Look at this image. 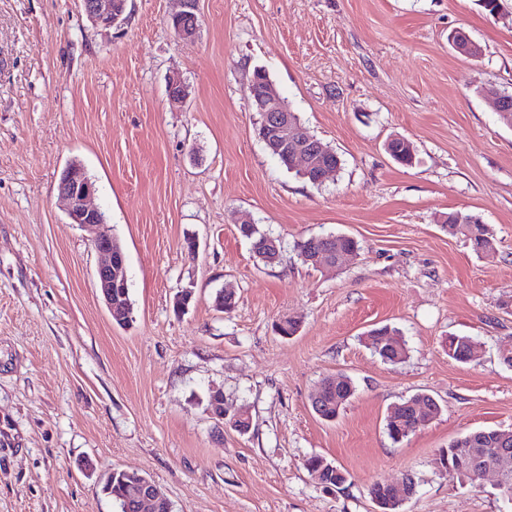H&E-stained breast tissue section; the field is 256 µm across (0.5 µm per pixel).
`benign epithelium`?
<instances>
[{"label":"benign epithelium","instance_id":"obj_1","mask_svg":"<svg viewBox=\"0 0 512 512\" xmlns=\"http://www.w3.org/2000/svg\"><path fill=\"white\" fill-rule=\"evenodd\" d=\"M181 2L182 10L171 16V25L178 36L190 38L195 35L198 28L196 0ZM125 3L127 0H83V9L94 24L111 28L123 23ZM450 40L458 51L466 55L476 56L480 53L479 46L473 40L466 39L465 32L461 29L453 31ZM251 92L257 111L265 113L263 140L274 149L289 155L305 174H313L314 184L322 183L329 173L334 171V167L321 162V156L329 153L330 149L302 135V130L293 120L292 112L273 84L268 80L259 79L256 72L253 73L251 80ZM168 95L175 104H181L187 99V87L179 77L169 78ZM483 95L492 101L500 116L512 124V116L508 114L512 108L506 104V95L495 88L484 89ZM59 192L67 202V217L70 223L89 229L95 250L105 257V261L98 267L97 276L99 288L112 316L118 322L128 321L129 302H112V289L127 287L125 256L112 240L102 212L91 203L94 184L88 178L82 164L77 162L69 165L59 182ZM351 255L353 252L350 250L337 251L328 245L308 252L303 255V259L317 269H324L335 267L339 259ZM220 399L221 391H213L210 415L219 422L228 421V424L240 433L248 432V412L240 410L228 420ZM411 407L415 411L413 418L400 416L399 405L391 409V417L408 428L417 429L425 425L435 413L434 404L425 398L412 403ZM137 480L141 488L138 508L140 512H145L147 505L154 503L160 495L153 481L143 475L137 476Z\"/></svg>","mask_w":512,"mask_h":512}]
</instances>
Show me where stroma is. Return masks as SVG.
I'll list each match as a JSON object with an SVG mask.
<instances>
[{"mask_svg": "<svg viewBox=\"0 0 512 512\" xmlns=\"http://www.w3.org/2000/svg\"><path fill=\"white\" fill-rule=\"evenodd\" d=\"M500 3L198 0L182 39L180 0H128L112 29L82 0H0V512H119L103 490L115 469L150 477L172 512H375L370 485L407 472L417 492L401 512H512L494 474L434 464L469 432L512 431V126L482 94L512 93ZM456 29L479 56L449 43ZM258 68L340 156L322 185L260 139ZM395 136L414 165L386 152ZM73 160L126 256L124 325L58 191ZM455 212L490 226L493 254L449 233ZM243 216L281 239L275 263L240 235ZM330 233L358 251L333 271L303 264L295 242ZM285 318L295 335L276 332ZM385 325L407 342L396 365L366 343ZM452 336L477 359L450 358ZM336 374L356 391L328 423L310 396ZM213 389L227 413L248 411L247 433L210 415ZM419 393L440 413L393 443L388 411ZM314 455L346 473L341 488L308 471ZM182 10L171 16V25L175 33L182 38H190L195 35L198 28L196 14V0H180Z\"/></svg>", "mask_w": 512, "mask_h": 512, "instance_id": "35a3bbf8", "label": "stroma"}]
</instances>
